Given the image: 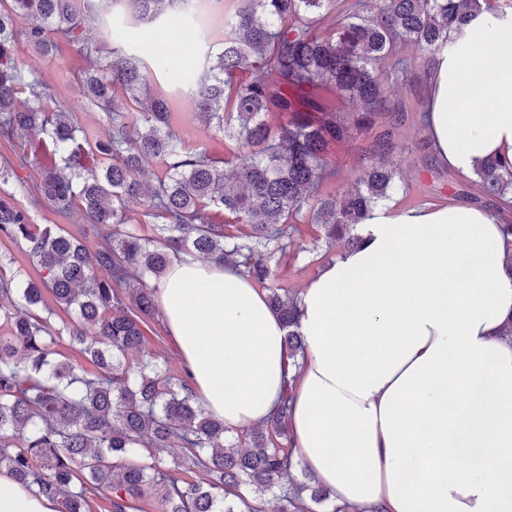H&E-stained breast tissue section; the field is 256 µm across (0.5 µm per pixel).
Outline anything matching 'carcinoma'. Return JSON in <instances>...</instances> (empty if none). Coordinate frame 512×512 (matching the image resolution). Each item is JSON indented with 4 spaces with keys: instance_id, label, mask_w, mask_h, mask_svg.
<instances>
[{
    "instance_id": "obj_1",
    "label": "carcinoma",
    "mask_w": 512,
    "mask_h": 512,
    "mask_svg": "<svg viewBox=\"0 0 512 512\" xmlns=\"http://www.w3.org/2000/svg\"><path fill=\"white\" fill-rule=\"evenodd\" d=\"M0 0V140L36 145L47 158L37 182L19 186L35 201L79 209L99 238L90 250L59 224H34L0 165V236L21 244L38 270H13L0 253V471L55 498L59 512H89L105 493L112 512L140 510L156 496L159 512H261L257 496L280 488L279 512H313L329 499L319 485L281 488L298 466L289 436L293 388L274 414L241 442L209 414L187 373L145 351L155 320L154 287L180 254L231 263L268 291L285 329L292 366L304 344L299 297L275 284L270 260L294 244L297 225L318 224L345 248L379 202L390 199L396 170L386 159L405 129L422 123L388 96L414 87L395 51L424 56L468 13L494 0ZM30 17L27 44L40 56L59 39L105 64L84 70L79 98L107 112L110 127L90 140L71 113L43 101L48 87L14 61V20ZM195 38L194 61L177 90L161 86L175 60L144 45L135 29ZM331 85L357 103L341 112L313 94ZM31 103L20 106L21 96ZM185 100L224 134V159L192 147L173 127L172 102ZM366 135L361 170L341 195H325L335 176L329 150ZM164 174L144 178L152 164ZM453 197L477 203L512 236V166L492 160L461 182L447 171ZM143 207L152 234H140L131 206ZM238 224L248 227L235 233ZM50 294L56 307L45 303ZM79 348L85 363L64 353ZM175 448L171 464L153 449ZM198 470L204 482L173 475Z\"/></svg>"
}]
</instances>
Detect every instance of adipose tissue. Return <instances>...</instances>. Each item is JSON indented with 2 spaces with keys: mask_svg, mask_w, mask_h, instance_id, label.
I'll return each instance as SVG.
<instances>
[{
  "mask_svg": "<svg viewBox=\"0 0 512 512\" xmlns=\"http://www.w3.org/2000/svg\"><path fill=\"white\" fill-rule=\"evenodd\" d=\"M425 84L437 166L512 162V10L471 15ZM357 233L301 293L298 370L263 290L228 264L171 263L158 301L198 398L244 431L298 376L294 454L343 512H512V246L498 218L380 205ZM0 512L58 503L0 473Z\"/></svg>",
  "mask_w": 512,
  "mask_h": 512,
  "instance_id": "1",
  "label": "adipose tissue"
}]
</instances>
